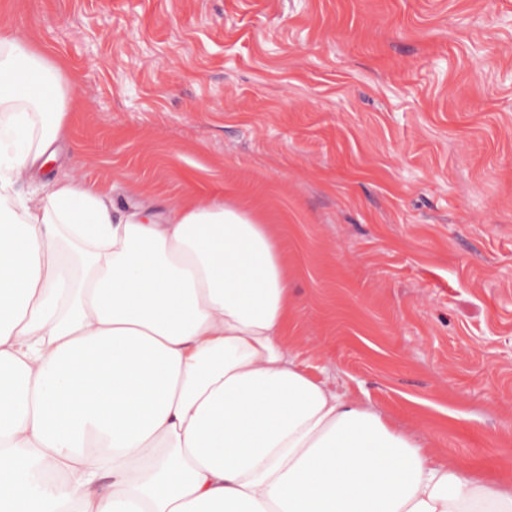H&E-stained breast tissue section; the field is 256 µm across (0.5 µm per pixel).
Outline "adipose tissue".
<instances>
[{
  "mask_svg": "<svg viewBox=\"0 0 512 512\" xmlns=\"http://www.w3.org/2000/svg\"><path fill=\"white\" fill-rule=\"evenodd\" d=\"M67 78L0 24V512H512V475L313 378L274 225L113 207L52 157Z\"/></svg>",
  "mask_w": 512,
  "mask_h": 512,
  "instance_id": "1",
  "label": "adipose tissue"
}]
</instances>
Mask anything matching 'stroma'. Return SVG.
<instances>
[{"instance_id":"35a3bbf8","label":"stroma","mask_w":512,"mask_h":512,"mask_svg":"<svg viewBox=\"0 0 512 512\" xmlns=\"http://www.w3.org/2000/svg\"><path fill=\"white\" fill-rule=\"evenodd\" d=\"M116 208L279 225L291 342L440 458L512 467V0H0Z\"/></svg>"}]
</instances>
